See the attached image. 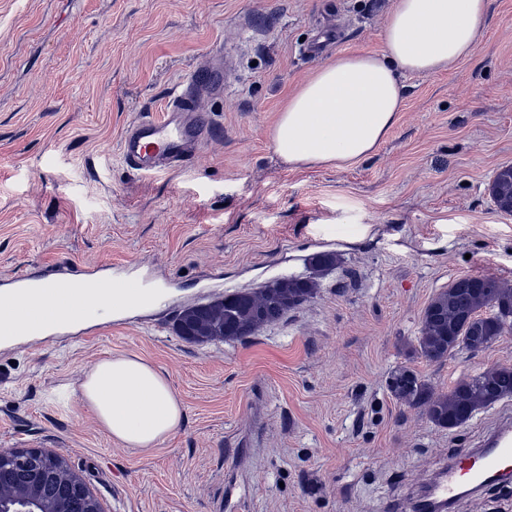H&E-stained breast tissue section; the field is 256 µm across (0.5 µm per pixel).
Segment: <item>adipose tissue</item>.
<instances>
[{"instance_id":"1","label":"adipose tissue","mask_w":512,"mask_h":512,"mask_svg":"<svg viewBox=\"0 0 512 512\" xmlns=\"http://www.w3.org/2000/svg\"><path fill=\"white\" fill-rule=\"evenodd\" d=\"M486 7V0H397L383 26L382 52L337 56L289 95L270 131L275 153L295 168L342 167L369 157L403 110L401 75H433L472 56ZM161 298L158 288L131 294L82 279L32 280L0 303V323L46 336L66 331L74 313L88 323L102 312L124 316ZM78 400L109 438L138 452L156 448L185 419L168 375L137 355L100 359Z\"/></svg>"}]
</instances>
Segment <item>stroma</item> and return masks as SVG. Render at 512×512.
I'll return each instance as SVG.
<instances>
[{
  "label": "stroma",
  "mask_w": 512,
  "mask_h": 512,
  "mask_svg": "<svg viewBox=\"0 0 512 512\" xmlns=\"http://www.w3.org/2000/svg\"><path fill=\"white\" fill-rule=\"evenodd\" d=\"M395 0H0V279L58 263L148 273L166 297L83 334L0 346V448L65 456L108 512H410L455 450L512 399L455 429L386 389L414 369L435 392L512 364V333L478 354L417 352L431 298L462 276L512 287V216L490 186L512 165V0H488L474 55L404 76V110L367 159L289 169L269 133L289 94L347 53L382 51ZM344 37L321 56L305 42ZM211 128L197 157L141 174L126 127L163 117L208 67ZM334 254L314 271L311 259ZM315 277L313 296L242 341L190 343L179 314ZM169 377L186 419L156 449L109 439L77 401L106 355Z\"/></svg>",
  "instance_id": "35a3bbf8"
}]
</instances>
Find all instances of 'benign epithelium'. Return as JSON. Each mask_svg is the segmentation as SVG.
I'll return each mask as SVG.
<instances>
[{"instance_id":"7a95c632","label":"benign epithelium","mask_w":512,"mask_h":512,"mask_svg":"<svg viewBox=\"0 0 512 512\" xmlns=\"http://www.w3.org/2000/svg\"><path fill=\"white\" fill-rule=\"evenodd\" d=\"M106 512L68 460L50 448L0 449V512Z\"/></svg>"}]
</instances>
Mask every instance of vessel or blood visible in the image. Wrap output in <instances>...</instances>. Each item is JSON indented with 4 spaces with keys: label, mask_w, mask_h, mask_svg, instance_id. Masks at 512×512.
<instances>
[{
    "label": "vessel or blood",
    "mask_w": 512,
    "mask_h": 512,
    "mask_svg": "<svg viewBox=\"0 0 512 512\" xmlns=\"http://www.w3.org/2000/svg\"><path fill=\"white\" fill-rule=\"evenodd\" d=\"M223 75L217 71L191 75L170 95L163 118H143L130 125L121 139L125 163L136 171L183 165L196 156L207 137V122L199 108L201 94L220 86ZM90 277L101 288H135L137 278L104 274L102 268L77 264H56L43 270L45 280ZM512 471V422L500 423L475 448L456 453L448 466L433 479L428 491L431 500L451 506L467 495H476L501 483Z\"/></svg>",
    "instance_id": "vessel-or-blood-1"
}]
</instances>
